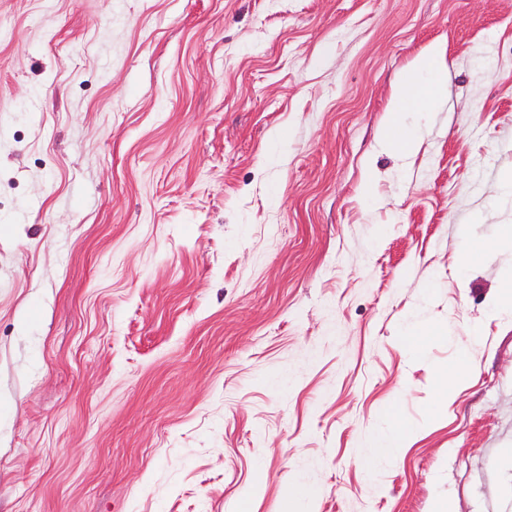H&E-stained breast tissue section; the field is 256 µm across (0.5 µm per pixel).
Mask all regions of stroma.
<instances>
[{"label":"stroma","instance_id":"stroma-1","mask_svg":"<svg viewBox=\"0 0 512 512\" xmlns=\"http://www.w3.org/2000/svg\"><path fill=\"white\" fill-rule=\"evenodd\" d=\"M508 173L512 0H0V512H512ZM444 52L440 46L431 47L407 76L392 87L389 101L391 119L384 138L387 146L399 154H410L417 146L416 134L400 121L399 115L412 108H426L438 99L443 75L437 69L436 61L443 57ZM499 242L495 241H471L460 253L458 264L463 270H468L477 265L486 254L493 252ZM435 335H437L435 327L429 324H418L406 329L403 342L411 352L422 355L425 352V346ZM458 374L455 370H448L440 377L439 387L436 392L434 401V410L441 413L447 410L448 400L452 398L455 392V382ZM417 431L416 426L402 421L396 413L387 412L381 427L372 434L369 448L376 457L397 459Z\"/></svg>","mask_w":512,"mask_h":512}]
</instances>
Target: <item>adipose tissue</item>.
I'll return each instance as SVG.
<instances>
[{"label": "adipose tissue", "instance_id": "adipose-tissue-1", "mask_svg": "<svg viewBox=\"0 0 512 512\" xmlns=\"http://www.w3.org/2000/svg\"><path fill=\"white\" fill-rule=\"evenodd\" d=\"M443 55L442 47H431L417 60L407 76L392 88L389 101L391 119L385 131V142L399 154H410L417 146L415 133L400 121L399 115L414 108H426L438 99L443 75L437 69L436 61ZM416 432V426L389 412L385 414L381 427L372 434L369 446L374 456L395 459Z\"/></svg>", "mask_w": 512, "mask_h": 512}]
</instances>
